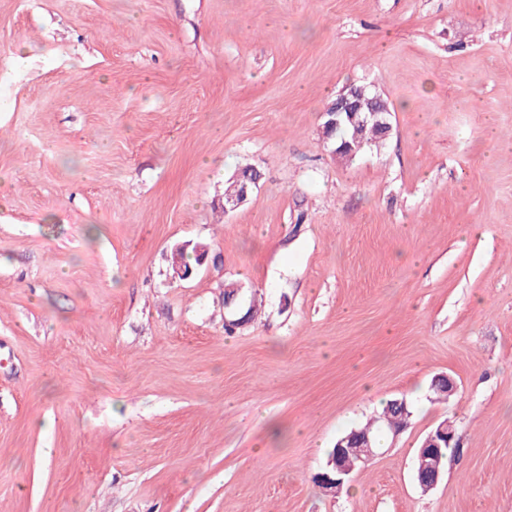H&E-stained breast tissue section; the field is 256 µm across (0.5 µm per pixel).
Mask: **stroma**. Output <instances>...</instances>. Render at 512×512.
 Returning a JSON list of instances; mask_svg holds the SVG:
<instances>
[{
  "label": "stroma",
  "instance_id": "35a3bbf8",
  "mask_svg": "<svg viewBox=\"0 0 512 512\" xmlns=\"http://www.w3.org/2000/svg\"><path fill=\"white\" fill-rule=\"evenodd\" d=\"M350 83L392 130L343 163ZM0 512H512V0H0ZM366 97H370V101L375 104L370 110V103L363 101ZM385 102L380 94L372 93L367 86L350 85L343 89L336 96V99L326 107L324 114L327 119L323 128L327 129L330 133H336V140H340L342 138H349L352 133V129L348 126L344 125L340 128L342 123L348 122L353 126H357L359 123L371 122L359 126L357 132L365 144L369 142H374L375 144V141L380 138L382 140L387 138L392 129L388 120L390 115L388 111L389 106L386 102L387 109ZM360 109V112H356ZM368 110L369 112H367ZM360 114H364V120L361 119ZM327 131L324 133L326 137H328ZM261 178V172L256 167L253 169L252 176L249 174L245 176L242 172L238 173L236 179L240 182L241 189L237 196L229 197L226 201L224 200L225 212L234 211L241 205L245 204L254 189L257 188ZM240 185L235 181L229 182L228 186L224 190V198L236 194ZM458 437L456 430L448 420L440 423L435 430L430 432L419 449V456L430 462L423 468V462L417 458L415 480L423 493L435 488L442 475V452L447 455L446 448H456ZM358 431L367 434L353 431L336 442V447L333 449L327 463L334 466L338 478L319 479L321 488L326 492L336 494V491L341 487L343 476H349L358 465L367 464L374 457L372 446L376 447L378 443L376 432L370 426Z\"/></svg>",
  "mask_w": 512,
  "mask_h": 512
}]
</instances>
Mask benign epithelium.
Wrapping results in <instances>:
<instances>
[{
    "mask_svg": "<svg viewBox=\"0 0 512 512\" xmlns=\"http://www.w3.org/2000/svg\"><path fill=\"white\" fill-rule=\"evenodd\" d=\"M370 98L374 107L364 114L358 113L362 101ZM326 121L323 128L334 133L342 123L348 122L353 126L361 122H370L378 130L380 138L385 139L391 132L392 126L388 120L390 112L380 94L371 92L366 86L350 85L343 89L336 99L326 107ZM262 175L258 169H253V175L238 173L236 179L240 182L241 189L236 196L224 201V212L236 210L245 204L254 189L257 188ZM432 389L437 394V399L446 401L457 388L453 377L448 374H440L433 378ZM458 445V437L453 425L448 421L440 423L435 430L430 432L419 449V456L428 460L425 467L415 472V480L422 492L426 493L435 488L442 475V449L454 448ZM374 457L370 437L366 434L352 432L341 437L336 442L328 463L334 466L336 478L320 480L322 488L331 493L341 487L343 477L350 475L359 465L366 464Z\"/></svg>",
    "mask_w": 512,
    "mask_h": 512,
    "instance_id": "benign-epithelium-1",
    "label": "benign epithelium"
}]
</instances>
